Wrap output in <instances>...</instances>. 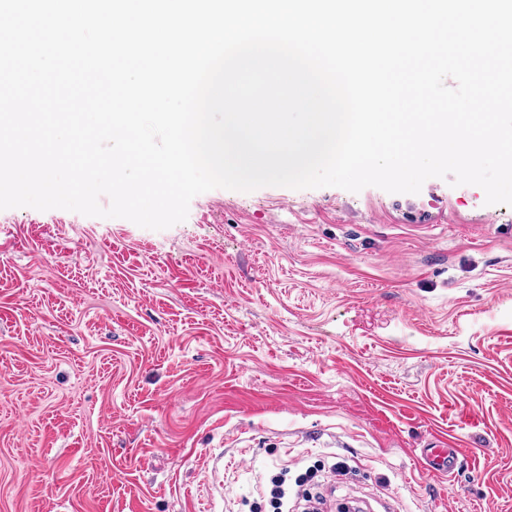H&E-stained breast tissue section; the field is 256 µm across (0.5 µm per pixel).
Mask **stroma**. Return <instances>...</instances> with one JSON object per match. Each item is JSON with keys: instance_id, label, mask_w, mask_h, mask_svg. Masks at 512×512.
Returning a JSON list of instances; mask_svg holds the SVG:
<instances>
[{"instance_id": "35a3bbf8", "label": "stroma", "mask_w": 512, "mask_h": 512, "mask_svg": "<svg viewBox=\"0 0 512 512\" xmlns=\"http://www.w3.org/2000/svg\"><path fill=\"white\" fill-rule=\"evenodd\" d=\"M283 463L364 512H512V207L447 177L214 189L161 231L0 210V512H259ZM420 459L425 469L442 476H451L459 461V449L422 448Z\"/></svg>"}]
</instances>
